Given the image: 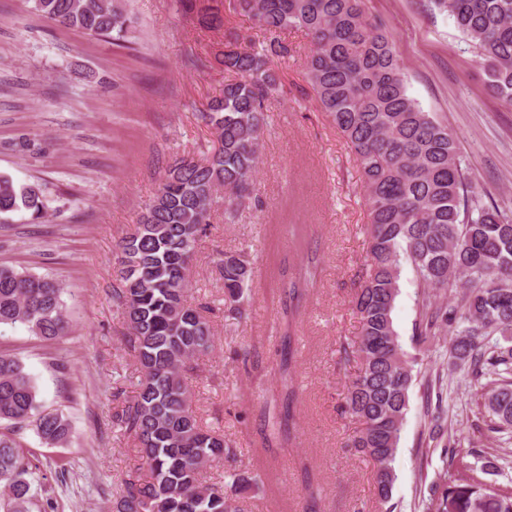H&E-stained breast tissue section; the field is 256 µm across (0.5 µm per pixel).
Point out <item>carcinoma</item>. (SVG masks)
Masks as SVG:
<instances>
[{
	"label": "carcinoma",
	"instance_id": "carcinoma-1",
	"mask_svg": "<svg viewBox=\"0 0 512 512\" xmlns=\"http://www.w3.org/2000/svg\"><path fill=\"white\" fill-rule=\"evenodd\" d=\"M32 9L67 28L128 42L130 19L117 0H32ZM206 29L223 26L218 7L179 0ZM446 11L480 51L487 87L512 104V0H429ZM235 14L255 20L265 32L248 47L224 32L216 56L237 79L224 84L203 118L218 146L201 160L182 158L166 172L138 224L122 238L119 287L112 299L123 307L126 342L140 379L136 394L116 414L113 426L133 438L140 464L113 492L115 512H246L229 489L237 473L209 482L205 473L232 453L224 435L205 429L192 409L186 374L214 347L209 313L187 301L189 261L210 219L213 198L224 189V223L233 224L252 200L251 184L268 127V101L278 90L274 62L290 49L277 33L298 29L313 45L306 80L354 154L367 207L363 232L367 253L353 297L360 333L342 344L356 364L344 406L359 427L349 447L372 464L376 512H397L394 462L417 381L416 358L407 354L394 328L392 311L403 263L437 298L461 288L458 302L427 307L417 336L427 341L448 329L452 366L466 372L485 415L474 424L512 443V208L487 204L472 189L458 143L448 128L408 93L404 66L383 26L363 0H229ZM26 210L46 217L42 184L19 183L0 174V219ZM224 299L242 315L252 268L241 253H224L219 265ZM63 288L49 277L25 275L0 265V326L21 325L45 340L67 335L70 325ZM264 415L279 440L277 405ZM32 426L43 444L61 447L71 433L62 412L43 409L24 365L0 353V422ZM501 475L508 459L476 449L471 437L448 435L453 466L458 449ZM31 460L17 440L0 432V512H46L51 499L33 489ZM443 500L455 512H512V491L469 483L448 474Z\"/></svg>",
	"mask_w": 512,
	"mask_h": 512
}]
</instances>
